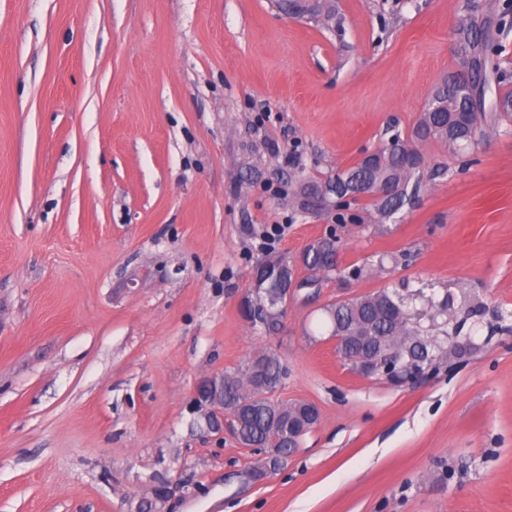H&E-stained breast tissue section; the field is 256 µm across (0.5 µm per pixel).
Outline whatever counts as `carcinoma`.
Masks as SVG:
<instances>
[{
	"label": "carcinoma",
	"mask_w": 512,
	"mask_h": 512,
	"mask_svg": "<svg viewBox=\"0 0 512 512\" xmlns=\"http://www.w3.org/2000/svg\"><path fill=\"white\" fill-rule=\"evenodd\" d=\"M481 26L469 13L459 17L456 46L459 69L450 73L442 86L428 98L413 134L390 136L395 147H378L373 157L361 159L325 182L336 200V208L345 209L362 199L380 215L391 216L408 197L412 179L419 176L423 156L419 142L435 141L453 152L471 145L477 137L494 130L504 117L512 116V71L502 58L505 47L499 35L512 28V0H486ZM394 182L400 190L386 199L376 189ZM340 237L329 235L309 245L303 254L304 265L317 282L337 270L336 255ZM459 292L446 289L447 299L433 303L430 318L416 311L427 300L420 289L409 295L379 290L358 297L329 303L322 308L318 329L330 336H346L339 346L344 359L351 361L362 353L358 336H381L386 344L373 352L378 361L389 355L403 361L436 367L451 362L452 337L463 334L472 317L485 308L471 302L465 285ZM240 312L251 326H258L261 310L256 302L242 299ZM288 377V366L278 357H249L239 367L224 372V407L240 412L232 431L239 445L247 448H276L288 457L308 433L307 404L300 400L279 401L275 387Z\"/></svg>",
	"instance_id": "1"
}]
</instances>
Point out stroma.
<instances>
[{
  "label": "stroma",
  "mask_w": 512,
  "mask_h": 512,
  "mask_svg": "<svg viewBox=\"0 0 512 512\" xmlns=\"http://www.w3.org/2000/svg\"><path fill=\"white\" fill-rule=\"evenodd\" d=\"M467 0H0V512H512V119L452 154L420 144L395 214L301 211L456 68ZM275 334L239 301L266 254L309 279ZM466 283L493 316L415 385L357 375L320 307ZM261 349L276 396L320 412L274 473L201 430L197 388ZM340 243L341 240L336 231H331L329 235L316 241L317 246L311 244L304 251V265L313 272V279L318 283L337 270L336 255L341 246Z\"/></svg>",
  "instance_id": "35a3bbf8"
}]
</instances>
